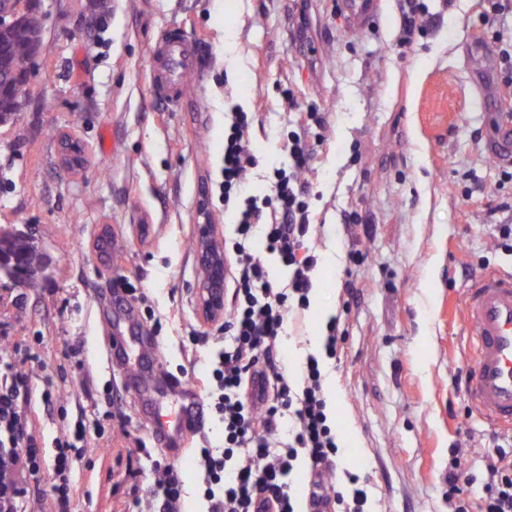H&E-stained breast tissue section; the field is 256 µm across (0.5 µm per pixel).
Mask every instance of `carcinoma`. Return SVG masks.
<instances>
[{"mask_svg":"<svg viewBox=\"0 0 512 512\" xmlns=\"http://www.w3.org/2000/svg\"><path fill=\"white\" fill-rule=\"evenodd\" d=\"M42 31V19L31 8L13 25L0 27V79L6 89V98L0 101V125L13 122L31 94V64L41 47ZM0 254L24 258L16 287H38L46 260L36 242L16 236L13 225L0 224Z\"/></svg>","mask_w":512,"mask_h":512,"instance_id":"1","label":"carcinoma"}]
</instances>
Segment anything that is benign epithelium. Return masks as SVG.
<instances>
[{
    "label": "benign epithelium",
    "mask_w": 512,
    "mask_h": 512,
    "mask_svg": "<svg viewBox=\"0 0 512 512\" xmlns=\"http://www.w3.org/2000/svg\"><path fill=\"white\" fill-rule=\"evenodd\" d=\"M197 255L204 271L198 287L201 311L207 318L216 319L224 311V249L215 236L214 225H200Z\"/></svg>",
    "instance_id": "1"
}]
</instances>
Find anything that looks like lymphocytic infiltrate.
<instances>
[{
	"instance_id": "f902f5d3",
	"label": "lymphocytic infiltrate",
	"mask_w": 512,
	"mask_h": 512,
	"mask_svg": "<svg viewBox=\"0 0 512 512\" xmlns=\"http://www.w3.org/2000/svg\"><path fill=\"white\" fill-rule=\"evenodd\" d=\"M319 112L299 113L297 132L288 142L287 170L277 171L271 196H243L244 181L258 160L250 142L247 113L236 112L224 136V204L234 207L237 241L224 249V282L232 290L224 310L227 345L214 359L202 386L210 407L224 424V445L195 451L197 491L205 512H364L368 492L357 476L348 488L328 489L336 474L339 446L330 425L324 396V376L315 356H307L292 383L283 368L277 339L288 319H300L310 305L318 259L309 246L316 232L310 222L308 190L300 182L315 145L311 126H324ZM273 255L288 269L286 285H277L263 260ZM28 392L26 379L17 373L0 375V512H19V500L29 476L39 472L43 457L33 425L23 414L20 400ZM291 417L293 440L278 439L281 417ZM86 437L75 428L72 437L59 440L49 493L58 512H68L76 488L70 480L78 445ZM154 451L137 442L134 458L125 464L122 481L111 492L125 512L142 503L138 478L141 460ZM308 462L309 492L298 500L286 481L298 459ZM461 461H448V496L455 512H512V442L497 445L487 460V481L466 502L460 485ZM186 494L181 469L167 464L149 494L160 512H181Z\"/></svg>"
}]
</instances>
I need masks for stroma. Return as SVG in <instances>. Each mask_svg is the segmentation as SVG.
I'll return each instance as SVG.
<instances>
[{
	"label": "stroma",
	"instance_id": "1",
	"mask_svg": "<svg viewBox=\"0 0 512 512\" xmlns=\"http://www.w3.org/2000/svg\"><path fill=\"white\" fill-rule=\"evenodd\" d=\"M377 2L378 21L360 26L352 0H39L32 94L0 126V224L35 225L49 259L40 288L0 282V336L10 342L0 366L28 380L44 458L21 512H56L47 492L56 441L76 423L87 451L72 466L80 493L69 512L107 508L92 470L104 440L157 448L142 401L103 355L127 326L124 306L152 341L145 369L162 412L181 404L172 380L203 397L198 379L225 337L201 314L195 243L207 218L219 238L234 236L220 184L235 105L255 115L259 166L247 180L257 196L288 166L296 113L328 117L303 174L320 227L316 287L301 335L277 345L295 370L338 318L346 340L324 389L346 441L342 465L367 487L369 512H452L449 458L483 473L500 431L478 419L460 384L471 356L464 292L512 271L497 231L512 224V180L484 150L512 124L502 60L512 21L499 24L490 0H425L428 28L405 46L398 0ZM173 26L213 55L175 112L151 96L146 70ZM65 134L86 148L81 169L61 162ZM349 212L365 234L347 236ZM348 281L357 294L346 305ZM133 288L146 305H134ZM223 441L209 412L184 447L157 450L191 482V449Z\"/></svg>",
	"mask_w": 512,
	"mask_h": 512
}]
</instances>
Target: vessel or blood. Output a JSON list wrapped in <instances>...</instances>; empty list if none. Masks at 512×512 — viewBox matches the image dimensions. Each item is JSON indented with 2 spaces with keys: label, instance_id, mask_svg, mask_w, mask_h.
Listing matches in <instances>:
<instances>
[{
  "label": "vessel or blood",
  "instance_id": "vessel-or-blood-1",
  "mask_svg": "<svg viewBox=\"0 0 512 512\" xmlns=\"http://www.w3.org/2000/svg\"><path fill=\"white\" fill-rule=\"evenodd\" d=\"M147 65L151 93L170 110H178L186 76L202 72L201 41L181 28H170L154 44ZM487 151L497 161L512 163V125L500 130ZM465 312L474 354L464 393L483 420L512 431V274L480 280L466 294ZM146 346L139 338L114 340L106 349V360L113 367L138 365ZM200 416V411L189 410L177 415L174 426L158 425V444L168 443L174 429L195 432Z\"/></svg>",
  "mask_w": 512,
  "mask_h": 512
}]
</instances>
